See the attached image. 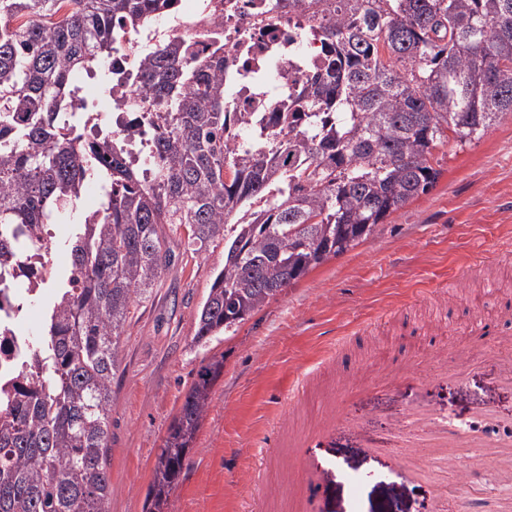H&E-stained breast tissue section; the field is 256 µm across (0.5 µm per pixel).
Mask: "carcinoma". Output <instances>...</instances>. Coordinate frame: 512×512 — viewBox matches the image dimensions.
Masks as SVG:
<instances>
[{
  "label": "carcinoma",
  "mask_w": 512,
  "mask_h": 512,
  "mask_svg": "<svg viewBox=\"0 0 512 512\" xmlns=\"http://www.w3.org/2000/svg\"><path fill=\"white\" fill-rule=\"evenodd\" d=\"M312 23L321 61L274 112L224 111V47L160 45L126 79L156 106L152 149L113 134L121 34L170 0H0V267L51 245L83 187L103 191L70 242L31 362L0 386V512H106L112 376L133 304L170 269L169 239L224 242L194 344L232 334L439 177L433 149L512 112V0H272ZM94 141L57 116L84 82ZM224 358L201 364L156 456L146 512H166Z\"/></svg>",
  "instance_id": "cac0c4a2"
}]
</instances>
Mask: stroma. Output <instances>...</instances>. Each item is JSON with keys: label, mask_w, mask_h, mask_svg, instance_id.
Instances as JSON below:
<instances>
[{"label": "stroma", "mask_w": 512, "mask_h": 512, "mask_svg": "<svg viewBox=\"0 0 512 512\" xmlns=\"http://www.w3.org/2000/svg\"><path fill=\"white\" fill-rule=\"evenodd\" d=\"M441 175L343 255L310 270L230 336L194 345L195 318L223 246L196 253L186 236L150 297L136 303L123 362L112 380L107 512H144L156 455L203 359L224 373L168 512H290L297 469L292 442L336 410L349 378L364 394L350 409L361 435L338 430L312 455L331 462L324 512H435L436 457L418 449L426 475L401 477L393 421L417 396L441 416L487 432L512 431V389L484 364L466 383L418 380L437 357L472 345L479 323L512 335V114L478 141L437 145ZM409 366L393 387L384 361ZM489 415H478V407ZM280 445L262 447L271 427ZM455 453L468 485L454 499L472 512H512V463L474 442Z\"/></svg>", "instance_id": "35a3bbf8"}]
</instances>
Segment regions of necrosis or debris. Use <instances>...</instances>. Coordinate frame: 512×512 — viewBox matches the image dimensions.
Masks as SVG:
<instances>
[{
  "instance_id": "obj_1",
  "label": "necrosis or debris",
  "mask_w": 512,
  "mask_h": 512,
  "mask_svg": "<svg viewBox=\"0 0 512 512\" xmlns=\"http://www.w3.org/2000/svg\"><path fill=\"white\" fill-rule=\"evenodd\" d=\"M268 0H175L156 25L127 37L119 68L139 71L143 56L162 42L181 43L189 52L205 50L212 43L224 46V78L235 86L226 98L229 112H267L285 97L284 85L263 90L270 65L302 76L308 71L299 47L308 23L305 19L268 11ZM44 255L33 256L27 266L0 271V380L9 381L29 360L35 342L20 330L19 313L30 294L18 288V278L43 277Z\"/></svg>"
}]
</instances>
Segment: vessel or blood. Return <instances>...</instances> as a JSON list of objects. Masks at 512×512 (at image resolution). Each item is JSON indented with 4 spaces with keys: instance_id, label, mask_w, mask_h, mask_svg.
Listing matches in <instances>:
<instances>
[{
    "instance_id": "1",
    "label": "vessel or blood",
    "mask_w": 512,
    "mask_h": 512,
    "mask_svg": "<svg viewBox=\"0 0 512 512\" xmlns=\"http://www.w3.org/2000/svg\"><path fill=\"white\" fill-rule=\"evenodd\" d=\"M488 339L468 353L455 356L451 361L439 362L432 379L452 377L466 381L469 374L481 364L500 361V380L512 387V337L496 335L494 329H487ZM340 416L325 417L301 442L294 453L295 464L303 474V481L297 489V512H314L320 490L326 489L332 477L330 464L319 462L309 452L313 440L323 439L336 432L342 425ZM395 433L402 447L440 449V462L444 470L456 472L459 484H466L465 474L459 473L458 461L453 452L455 444L466 439V432L450 429L447 422L438 419L433 410L422 403L411 405L395 427Z\"/></svg>"
}]
</instances>
